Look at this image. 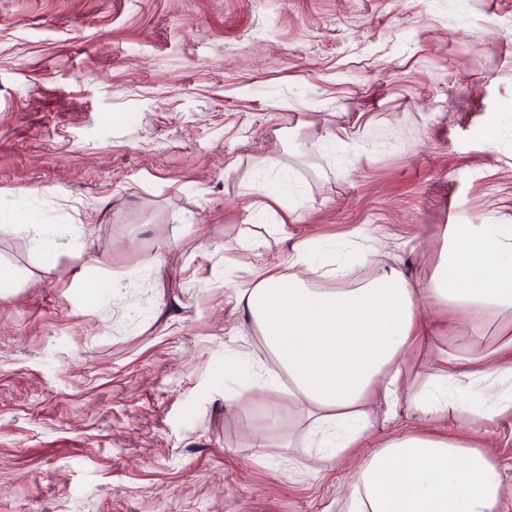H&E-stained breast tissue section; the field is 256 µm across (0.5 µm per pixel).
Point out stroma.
I'll return each mask as SVG.
<instances>
[{
	"label": "stroma",
	"mask_w": 512,
	"mask_h": 512,
	"mask_svg": "<svg viewBox=\"0 0 512 512\" xmlns=\"http://www.w3.org/2000/svg\"><path fill=\"white\" fill-rule=\"evenodd\" d=\"M451 224H512V0H0V512H339L236 290L377 238L426 284ZM406 430L512 486V414ZM248 433L253 440V448H287L283 436L275 428V421L249 423Z\"/></svg>",
	"instance_id": "1"
}]
</instances>
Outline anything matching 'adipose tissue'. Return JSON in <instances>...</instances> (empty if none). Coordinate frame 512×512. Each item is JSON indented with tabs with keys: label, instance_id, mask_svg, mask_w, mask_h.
<instances>
[{
	"label": "adipose tissue",
	"instance_id": "ef3b65f1",
	"mask_svg": "<svg viewBox=\"0 0 512 512\" xmlns=\"http://www.w3.org/2000/svg\"><path fill=\"white\" fill-rule=\"evenodd\" d=\"M448 234L425 287L404 275L381 240L382 265L359 287H313L348 266L326 265L301 244L288 271L263 267L237 292L238 309L307 412L308 447L357 460L338 494L340 512H502L507 491L492 440L407 432L381 441L368 421L376 406L388 421L405 405L430 420L452 406L488 419L512 412V329L487 353L473 351L487 321L512 319V225L452 224ZM464 322L471 333L460 332ZM443 337L448 347L433 352L434 373L408 383L415 347Z\"/></svg>",
	"mask_w": 512,
	"mask_h": 512
}]
</instances>
